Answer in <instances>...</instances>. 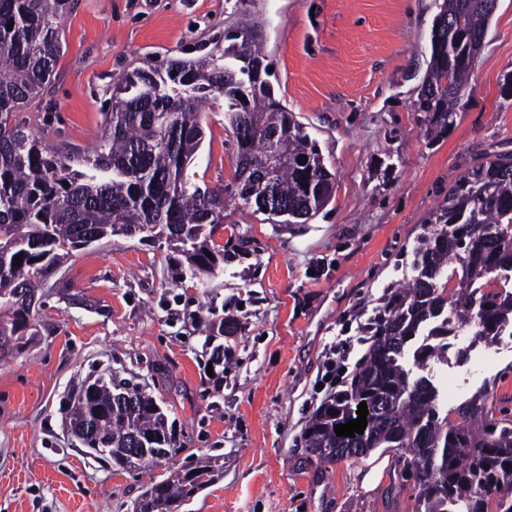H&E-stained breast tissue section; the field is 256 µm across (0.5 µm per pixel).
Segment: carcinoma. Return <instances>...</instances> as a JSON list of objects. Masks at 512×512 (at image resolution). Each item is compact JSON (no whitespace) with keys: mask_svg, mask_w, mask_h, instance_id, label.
<instances>
[{"mask_svg":"<svg viewBox=\"0 0 512 512\" xmlns=\"http://www.w3.org/2000/svg\"><path fill=\"white\" fill-rule=\"evenodd\" d=\"M68 5L0 0V360L33 340L36 288L89 238L163 240L193 277L224 262V246L214 240L224 224V188L203 190L187 174L205 138L207 102L224 99L235 138L233 198L269 222L311 219L336 182L316 141L275 96L268 68L252 76L253 63L265 58L255 23L225 31L216 54L175 59L163 71L126 72L113 86L92 154L45 147L17 112L54 72L62 49L58 19ZM492 15L485 0H438L415 102L433 141L454 122ZM460 45L470 46L468 58H459ZM271 150L281 165L268 185L260 168ZM410 269L380 303L375 342L350 392L309 421L306 461L335 464L390 448L402 463L398 482L417 488L415 512H512L509 400L486 385L448 411L428 375L431 365L448 362L452 330L490 347L512 329V154L487 157L448 187L421 224ZM363 400L375 405L366 433L336 435L334 426L352 420ZM65 421L96 459L151 475L134 512H179L223 470L217 457H190L154 476L181 448L153 397L127 382H82L68 397ZM143 444L151 448L147 457L133 453Z\"/></svg>","mask_w":512,"mask_h":512,"instance_id":"obj_1","label":"carcinoma"}]
</instances>
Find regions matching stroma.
I'll list each match as a JSON object with an SVG mask.
<instances>
[{"instance_id": "35a3bbf8", "label": "stroma", "mask_w": 512, "mask_h": 512, "mask_svg": "<svg viewBox=\"0 0 512 512\" xmlns=\"http://www.w3.org/2000/svg\"><path fill=\"white\" fill-rule=\"evenodd\" d=\"M435 0H70L63 48L43 95L19 112L44 144L91 149L113 81L138 66L197 59L242 17L263 23L270 81L336 174L334 195L303 224H273L229 204L215 236L224 267L195 277L165 242L114 236L74 254L39 290L36 338L0 362V512H133L148 477L86 454L65 426L74 386L110 375L157 401L182 457L217 456L220 478L180 512H412L391 451L309 466L301 437L315 412L324 350L357 308L409 272L425 218L485 157L512 151V0H498L471 95L428 141L414 110L430 60ZM188 173L234 182L224 103L209 105ZM234 319L224 382L207 373L204 322ZM475 377L449 357L429 376L456 407L486 383L512 391V350ZM383 469L374 486L364 479Z\"/></svg>"}]
</instances>
